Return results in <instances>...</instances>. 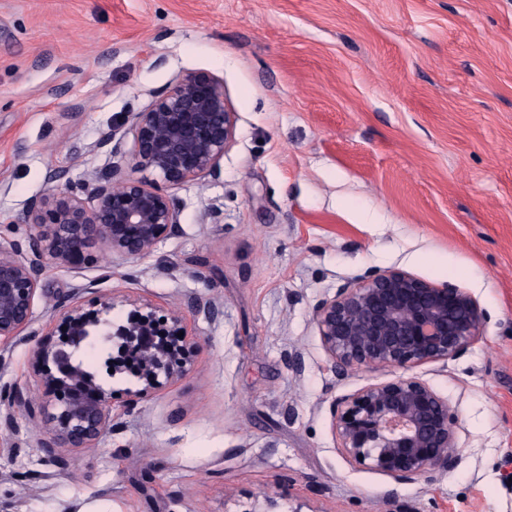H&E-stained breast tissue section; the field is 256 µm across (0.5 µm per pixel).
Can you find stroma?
Here are the masks:
<instances>
[{
  "instance_id": "obj_1",
  "label": "stroma",
  "mask_w": 512,
  "mask_h": 512,
  "mask_svg": "<svg viewBox=\"0 0 512 512\" xmlns=\"http://www.w3.org/2000/svg\"><path fill=\"white\" fill-rule=\"evenodd\" d=\"M191 71L235 115L221 172L173 190L180 231L150 255L47 266L29 329L0 345V512H512V0H0V241L25 243L12 218L54 172L93 205L94 174L133 150L101 133ZM392 269L469 292L480 337L334 376L313 305ZM92 280L117 319L192 294L224 315L188 317L190 372L65 449L62 473L31 353ZM408 374L456 417L458 464L433 481L350 462L332 429L336 397Z\"/></svg>"
}]
</instances>
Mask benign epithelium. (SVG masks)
<instances>
[{
    "label": "benign epithelium",
    "instance_id": "1",
    "mask_svg": "<svg viewBox=\"0 0 512 512\" xmlns=\"http://www.w3.org/2000/svg\"><path fill=\"white\" fill-rule=\"evenodd\" d=\"M133 135L131 173L112 167L97 180L96 204L62 189L31 199L13 222L32 228L27 247L0 244V343L31 325L34 301L46 264L73 265L88 251L106 247L126 258L145 257L179 231V211L168 190L219 173L232 141L234 113L224 84L204 73H186L155 96L150 106L127 119ZM123 137L112 128L95 144L114 156ZM155 173L161 185L132 175ZM121 323L110 314L112 298L97 297L90 308L76 301L55 309V342L38 343L34 365L57 392L59 407L49 415L40 442L44 458L63 469L62 448H91L112 420V393L85 375L74 352L92 336L119 343V355L140 362L139 387L126 392L124 406L154 396L185 375L198 340L186 333L184 316L159 320L149 303H131ZM187 309L209 321L223 316L214 301L193 294ZM328 354L329 370L345 377L362 366L411 368L464 353L478 339L484 314L468 292L439 285L403 270L374 273L349 283L311 311ZM330 413L340 448L353 463L398 483L444 476L458 463L455 417L448 400L414 376L368 385L332 402Z\"/></svg>",
    "mask_w": 512,
    "mask_h": 512
}]
</instances>
